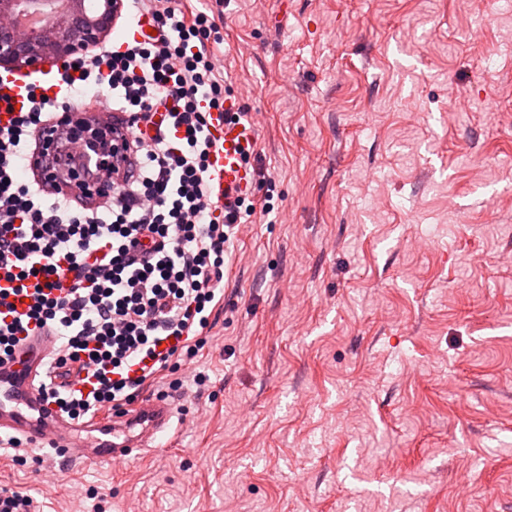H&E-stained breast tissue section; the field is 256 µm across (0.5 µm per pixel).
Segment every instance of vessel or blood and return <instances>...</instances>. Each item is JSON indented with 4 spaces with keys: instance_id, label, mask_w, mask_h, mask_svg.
I'll return each instance as SVG.
<instances>
[{
    "instance_id": "b4317fda",
    "label": "vessel or blood",
    "mask_w": 512,
    "mask_h": 512,
    "mask_svg": "<svg viewBox=\"0 0 512 512\" xmlns=\"http://www.w3.org/2000/svg\"><path fill=\"white\" fill-rule=\"evenodd\" d=\"M215 147L211 154L212 187L235 199L253 186L255 174L243 154L255 143L252 127L232 123L223 113L211 115ZM54 350L49 334L21 341L14 364L0 366V433L24 436L32 444H49L73 456L108 465L127 462L138 447H161L172 415L169 403L147 399L134 412L99 416L77 424L61 417L39 384Z\"/></svg>"
}]
</instances>
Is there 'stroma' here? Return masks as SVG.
Segmentation results:
<instances>
[{
	"label": "stroma",
	"mask_w": 512,
	"mask_h": 512,
	"mask_svg": "<svg viewBox=\"0 0 512 512\" xmlns=\"http://www.w3.org/2000/svg\"><path fill=\"white\" fill-rule=\"evenodd\" d=\"M220 11L275 214L168 373L169 444L0 448V487L43 512H512V0Z\"/></svg>",
	"instance_id": "35a3bbf8"
}]
</instances>
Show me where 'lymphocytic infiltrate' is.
I'll return each mask as SVG.
<instances>
[{"mask_svg": "<svg viewBox=\"0 0 512 512\" xmlns=\"http://www.w3.org/2000/svg\"><path fill=\"white\" fill-rule=\"evenodd\" d=\"M151 15L157 34L66 61L54 86L29 84L14 107L0 87V364L21 337L55 338L42 391L62 413L85 421L121 410L168 369L206 344L208 310L224 290V246L255 212L250 196L225 203L211 188L210 113L234 94L210 35L208 4L184 11L180 0H127ZM89 88L112 100V126L127 148L115 161L111 201L92 204L38 175L21 178L33 141L63 104ZM167 113L168 123L156 122ZM65 276L62 296L40 282ZM31 290L18 313L9 298ZM94 377L92 391L70 389L72 372Z\"/></svg>", "mask_w": 512, "mask_h": 512, "instance_id": "f902f5d3", "label": "lymphocytic infiltrate"}]
</instances>
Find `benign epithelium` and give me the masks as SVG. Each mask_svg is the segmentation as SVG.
<instances>
[{"instance_id": "1", "label": "benign epithelium", "mask_w": 512, "mask_h": 512, "mask_svg": "<svg viewBox=\"0 0 512 512\" xmlns=\"http://www.w3.org/2000/svg\"><path fill=\"white\" fill-rule=\"evenodd\" d=\"M69 3L68 10L50 17L37 31L27 29L21 34L15 23L0 22V69L27 74L88 53L111 33L121 7V0H97V10L88 14L82 0ZM57 124L43 130L32 166L51 183L74 188L88 197H112L115 186L89 178L81 165L68 164L62 146L64 138L81 144L87 149L86 162L109 170L116 151L112 126L70 107L62 110Z\"/></svg>"}]
</instances>
